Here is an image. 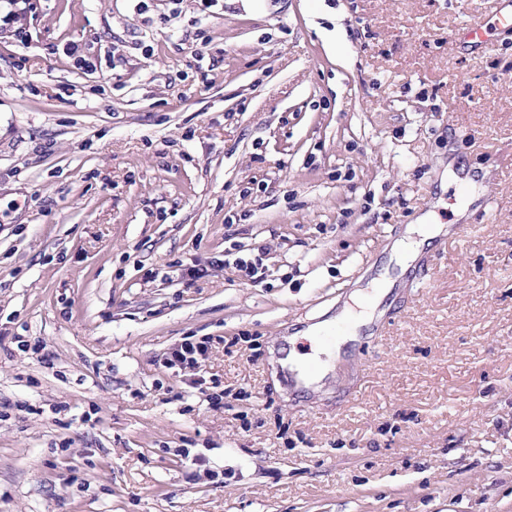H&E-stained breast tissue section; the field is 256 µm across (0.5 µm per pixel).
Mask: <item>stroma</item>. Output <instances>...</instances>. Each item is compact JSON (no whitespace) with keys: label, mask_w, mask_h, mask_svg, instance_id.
<instances>
[{"label":"stroma","mask_w":512,"mask_h":512,"mask_svg":"<svg viewBox=\"0 0 512 512\" xmlns=\"http://www.w3.org/2000/svg\"><path fill=\"white\" fill-rule=\"evenodd\" d=\"M500 2L12 0L0 512H512ZM422 217L442 231L404 264ZM383 282L385 331L295 389L280 349ZM188 336L208 359L168 368Z\"/></svg>","instance_id":"obj_1"}]
</instances>
